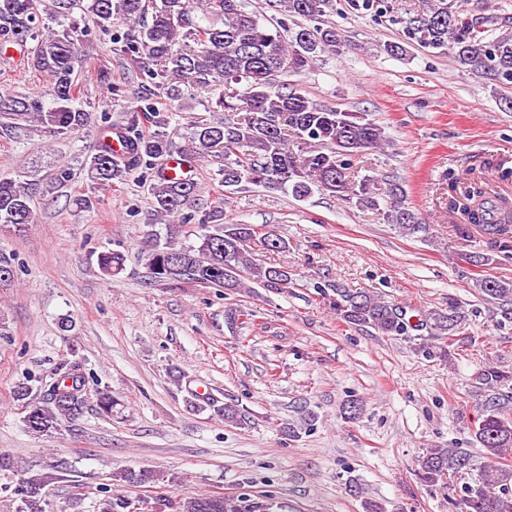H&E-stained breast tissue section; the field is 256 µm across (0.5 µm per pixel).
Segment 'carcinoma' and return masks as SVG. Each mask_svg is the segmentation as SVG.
Wrapping results in <instances>:
<instances>
[{
    "label": "carcinoma",
    "instance_id": "1",
    "mask_svg": "<svg viewBox=\"0 0 512 512\" xmlns=\"http://www.w3.org/2000/svg\"><path fill=\"white\" fill-rule=\"evenodd\" d=\"M288 16L301 19L298 30L286 39V29L257 11L246 0H0V35L27 47V64L51 81L50 100L0 94V136L36 130L51 138H69L90 125L91 102L77 91V74L85 63L80 44L87 30L74 10L91 14L100 32L109 36L113 50L132 61L139 72L137 85L115 81L111 69L101 66L97 80L115 99L127 100L116 122L100 128L96 153L86 167L93 188L109 190L142 170L156 171L151 185L154 213L167 222L165 242L148 241L151 280L178 285L184 282L237 291L247 281L273 290L292 284L288 268L265 267L256 262L248 244L258 242L271 252H284L288 242L261 234L252 224H224L216 210L199 219L198 243L180 245L181 228L194 216L184 212L196 200L197 183L175 180L167 164L180 156V166L214 158L220 163L224 186L243 182L269 190L289 192L303 200L319 192L373 210L384 221L414 234L427 231L406 204L402 187L385 178L350 175L352 158L361 151L387 144L384 127L362 112H343L321 106L290 86L283 77L298 73L318 53H338L345 39L326 20L333 0H277ZM405 37L423 48L450 51L462 66L482 68L498 79L512 80V31L493 38L485 29L498 17L463 16L448 0H434L428 9L400 20ZM208 95L225 113L214 121L197 115L179 148L168 131V113L161 107H180L185 94ZM38 184L0 176V224L20 231L34 223L33 198ZM461 209L469 224H476L507 249L512 246V201L490 193L473 182L462 192ZM119 253L98 256L108 275L123 269ZM476 288L512 305V280L484 276ZM334 309L345 323L370 326L383 336H408L428 330L439 340L424 345L429 357L448 359V346L464 332L466 316L459 303L432 310L417 321L404 308L364 291L336 286ZM509 372L497 364L481 368L476 380L489 400L469 428L482 449L474 462L466 448H428L416 460L417 477L431 494L448 491L452 512H512V418L500 410L499 386ZM86 368L65 361L53 377H37L35 384L17 385L14 396L24 408L22 421L29 433L56 432L62 423L84 413L88 400ZM98 413L112 412L110 390L95 389ZM0 471L12 474L10 484L17 502L15 512H50L51 484L71 472L66 460L33 463L20 456L0 454ZM117 478L127 487L155 484L151 470L121 471ZM102 512H134V501L108 487ZM261 499L224 495L175 500L163 492L153 498L151 512H269Z\"/></svg>",
    "mask_w": 512,
    "mask_h": 512
}]
</instances>
